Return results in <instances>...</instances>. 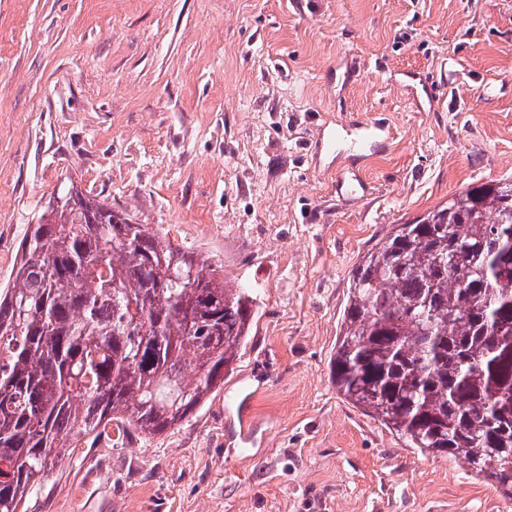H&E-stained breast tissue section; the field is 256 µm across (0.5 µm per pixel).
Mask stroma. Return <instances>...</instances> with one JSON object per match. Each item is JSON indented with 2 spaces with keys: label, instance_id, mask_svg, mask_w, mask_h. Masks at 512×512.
Listing matches in <instances>:
<instances>
[{
  "label": "stroma",
  "instance_id": "35a3bbf8",
  "mask_svg": "<svg viewBox=\"0 0 512 512\" xmlns=\"http://www.w3.org/2000/svg\"><path fill=\"white\" fill-rule=\"evenodd\" d=\"M372 119L385 131L353 153ZM500 179L512 0H0V285L73 185L258 302L188 421L80 440L27 512H512L331 378L354 265L393 225Z\"/></svg>",
  "mask_w": 512,
  "mask_h": 512
}]
</instances>
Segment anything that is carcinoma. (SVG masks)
Listing matches in <instances>:
<instances>
[{"instance_id":"cac0c4a2","label":"carcinoma","mask_w":512,"mask_h":512,"mask_svg":"<svg viewBox=\"0 0 512 512\" xmlns=\"http://www.w3.org/2000/svg\"><path fill=\"white\" fill-rule=\"evenodd\" d=\"M70 187L28 225L0 288V512L115 423L172 429L224 384L256 293ZM512 180L396 224L349 279L336 391L411 448L512 498Z\"/></svg>"}]
</instances>
